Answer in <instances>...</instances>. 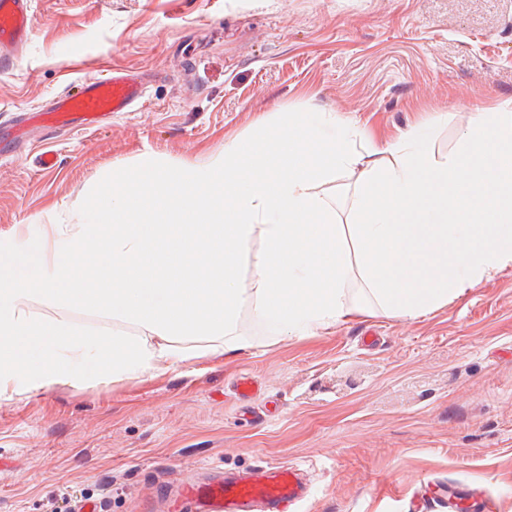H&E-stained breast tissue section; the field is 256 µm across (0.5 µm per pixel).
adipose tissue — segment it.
<instances>
[{
	"label": "adipose tissue",
	"instance_id": "1",
	"mask_svg": "<svg viewBox=\"0 0 512 512\" xmlns=\"http://www.w3.org/2000/svg\"><path fill=\"white\" fill-rule=\"evenodd\" d=\"M453 118L380 141L333 112H287L201 168L112 170L85 193L87 223L1 237L0 402L252 349L244 309L276 343L414 320L512 267V98L439 154ZM74 309L116 325L79 327Z\"/></svg>",
	"mask_w": 512,
	"mask_h": 512
}]
</instances>
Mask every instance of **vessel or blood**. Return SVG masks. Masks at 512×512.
<instances>
[{"instance_id": "1", "label": "vessel or blood", "mask_w": 512, "mask_h": 512, "mask_svg": "<svg viewBox=\"0 0 512 512\" xmlns=\"http://www.w3.org/2000/svg\"><path fill=\"white\" fill-rule=\"evenodd\" d=\"M31 0H0V54L23 47L30 32ZM146 86L139 73L120 67L108 78L82 81L77 92L54 96L35 112V120L48 127L74 124L93 127L116 112H128L141 103ZM297 467L282 465L213 482L187 487V497L200 500L206 512H288L303 501L307 487ZM446 500L450 512H484L489 502L465 485L435 492Z\"/></svg>"}]
</instances>
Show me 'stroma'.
I'll return each mask as SVG.
<instances>
[{"label":"stroma","instance_id":"1","mask_svg":"<svg viewBox=\"0 0 512 512\" xmlns=\"http://www.w3.org/2000/svg\"><path fill=\"white\" fill-rule=\"evenodd\" d=\"M115 66L149 76L133 111L10 139L27 110ZM509 98L512 0H33L29 41L0 62V232L81 222L112 168L202 167L281 112L385 140L451 112L443 154L470 112ZM289 463L301 512H412L439 484L512 512V268L417 320L0 402V512H199L184 485Z\"/></svg>","mask_w":512,"mask_h":512}]
</instances>
